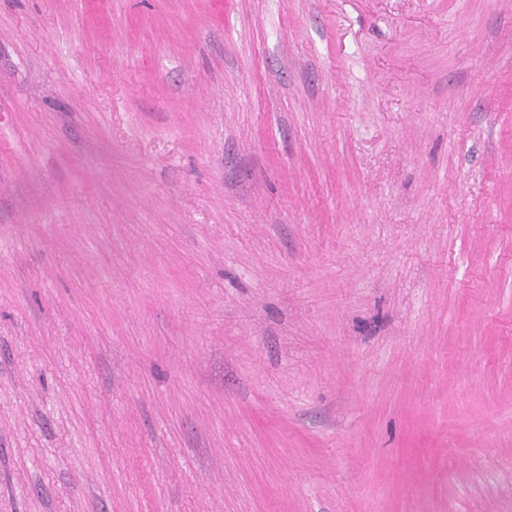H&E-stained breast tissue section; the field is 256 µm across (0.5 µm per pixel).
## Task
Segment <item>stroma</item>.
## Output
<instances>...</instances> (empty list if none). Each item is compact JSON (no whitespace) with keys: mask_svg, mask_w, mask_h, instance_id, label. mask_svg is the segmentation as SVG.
I'll return each instance as SVG.
<instances>
[{"mask_svg":"<svg viewBox=\"0 0 512 512\" xmlns=\"http://www.w3.org/2000/svg\"><path fill=\"white\" fill-rule=\"evenodd\" d=\"M0 512H512V0H0Z\"/></svg>","mask_w":512,"mask_h":512,"instance_id":"obj_1","label":"stroma"}]
</instances>
